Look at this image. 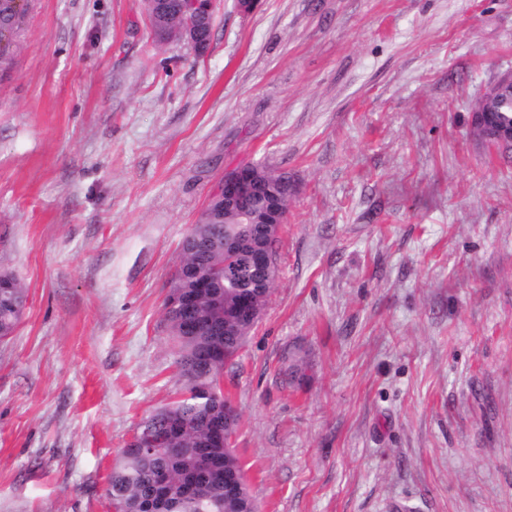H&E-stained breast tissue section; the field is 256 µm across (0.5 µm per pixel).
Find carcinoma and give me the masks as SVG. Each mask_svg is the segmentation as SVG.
<instances>
[{"label":"carcinoma","instance_id":"cac0c4a2","mask_svg":"<svg viewBox=\"0 0 512 512\" xmlns=\"http://www.w3.org/2000/svg\"><path fill=\"white\" fill-rule=\"evenodd\" d=\"M14 0H0V19L11 23L14 34H19L25 24L28 8L13 12L10 4ZM163 12L161 25L168 38L181 34L180 25L184 12L193 11L192 0H161ZM491 106L499 113V119L505 124L512 123V85L497 89ZM279 186L283 203H288L292 195L291 177L285 171L268 170ZM198 233L192 244V253L183 256L180 262L193 271L207 270L224 274V270L242 263V257L214 247V243H224L228 230H234L233 236L258 239L261 237L260 225L239 224L234 216L228 215L220 220L212 216L210 208H205L197 224ZM253 273L229 282L225 278L218 282L214 292L224 304L230 306L242 293L248 292L246 285ZM26 291L11 279V287L0 288V338L12 335L17 329L26 304ZM219 330L208 327L200 336H183L175 325H170L180 353V374L184 385L179 398L165 405L149 418L153 424L163 427L167 420L176 417L185 422L186 431L182 442L171 448H158L152 453L123 451L120 460L112 470L107 495L115 505L117 512H258V505L250 492L238 500L224 498V482L212 480L208 474L197 470L200 455L207 449L208 430L212 422L223 416L224 395L199 391L192 384L191 377H200L203 371L186 368L192 355L205 347L223 348L226 358L235 357L242 348L247 336L254 328L250 322L233 315H218L214 319ZM166 470L173 476L169 505L159 507L153 498L156 474Z\"/></svg>","mask_w":512,"mask_h":512}]
</instances>
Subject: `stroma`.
<instances>
[{
  "label": "stroma",
  "instance_id": "stroma-1",
  "mask_svg": "<svg viewBox=\"0 0 512 512\" xmlns=\"http://www.w3.org/2000/svg\"><path fill=\"white\" fill-rule=\"evenodd\" d=\"M205 53L142 0H33L0 70V512H113L183 389L164 303L226 171L297 187L223 370L260 512H512V149L476 102L512 0H219ZM11 281V288L1 285L0 277V338L12 335L17 329L26 304V291L12 276L3 275Z\"/></svg>",
  "mask_w": 512,
  "mask_h": 512
}]
</instances>
